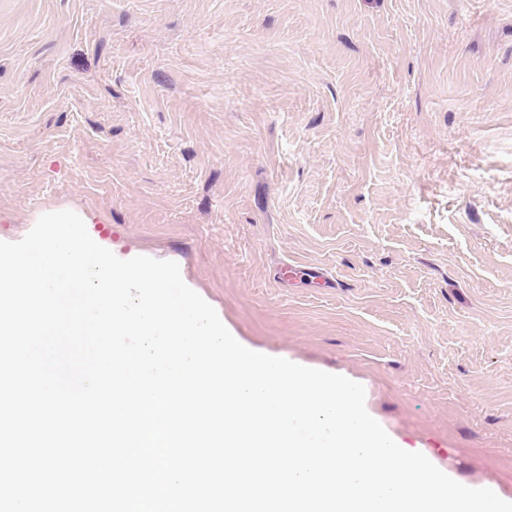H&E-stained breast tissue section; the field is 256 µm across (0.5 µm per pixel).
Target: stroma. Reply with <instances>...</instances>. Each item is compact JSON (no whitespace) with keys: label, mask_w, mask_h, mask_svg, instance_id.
<instances>
[{"label":"stroma","mask_w":512,"mask_h":512,"mask_svg":"<svg viewBox=\"0 0 512 512\" xmlns=\"http://www.w3.org/2000/svg\"><path fill=\"white\" fill-rule=\"evenodd\" d=\"M61 207L512 501V0H0V241Z\"/></svg>","instance_id":"35a3bbf8"}]
</instances>
